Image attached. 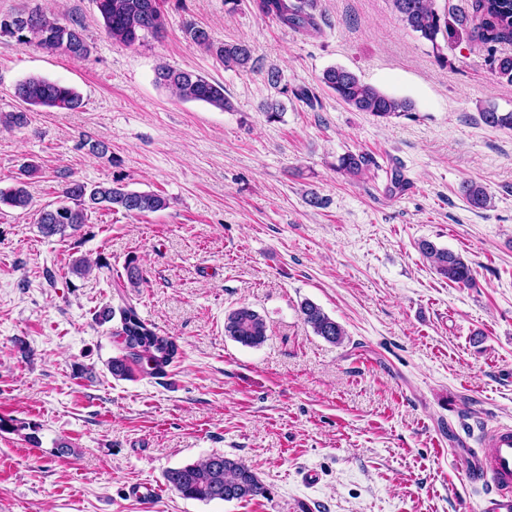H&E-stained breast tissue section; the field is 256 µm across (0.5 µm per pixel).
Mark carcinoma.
<instances>
[{
    "label": "carcinoma",
    "instance_id": "carcinoma-1",
    "mask_svg": "<svg viewBox=\"0 0 512 512\" xmlns=\"http://www.w3.org/2000/svg\"><path fill=\"white\" fill-rule=\"evenodd\" d=\"M104 22L105 34L116 41L133 45L142 37L163 36L166 19L165 0H94ZM254 7L264 17L297 32L318 33L320 24L313 13L314 0H253ZM393 6L403 26L429 42L439 58L448 42L465 34L478 48H493L497 44H512V0H475L476 15L456 10L439 13L435 0H393ZM190 39L199 47L216 56L224 67L245 69L253 61L254 49L244 42L216 43L203 28H187ZM35 45L49 52L63 51L61 44L68 43L66 55L84 59L90 46L81 23L73 20L61 23L58 18L38 5L24 6L0 14V44L10 40ZM494 72L499 79L512 83V55L494 60ZM156 82L169 89L182 101H196L217 109L231 108L224 94V85L198 73L161 65L156 70ZM320 83L337 99L358 112L388 120L408 114L412 105L405 99L389 96L362 82L353 72L343 67L326 69ZM15 96L31 107L56 108L76 111L82 106L80 94L71 86L42 77H29L15 87ZM484 123L492 128L512 130V112H499L489 106L482 110ZM373 158L364 153H347L340 157L338 169L349 176H359L370 170ZM39 166L28 162L22 165L20 177L14 186L0 189V206L27 208L31 198L26 179L35 175ZM461 193L475 209H485L490 202L486 188L474 181L461 184ZM63 201L52 209L41 212L39 228L43 235L74 236L87 224L88 213L97 208L110 211L122 210L129 214L156 212L168 206L166 198L156 193L136 192L114 182L110 185L88 186L71 180L61 189ZM418 248L433 269L449 282L468 286L473 281V271L458 254L439 248L423 240ZM106 264L101 260L79 258L72 263L71 273L86 276ZM303 321L313 332L330 343L344 340V328L311 301L301 303ZM119 317L116 335L121 338L124 354L112 358L110 370L115 377H125L130 372V362L145 365L147 373L162 375L180 355V347L172 336L159 334L156 327L142 319L132 304L114 312L107 311L105 318ZM225 335L247 347H259L268 338L264 318L255 310L241 306L232 311L224 323ZM166 484L185 499L210 503L213 501H241L266 494L267 489L252 469L240 460L222 454H212L205 459L168 469L164 474Z\"/></svg>",
    "mask_w": 512,
    "mask_h": 512
}]
</instances>
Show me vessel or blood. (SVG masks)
I'll list each match as a JSON object with an SVG mask.
<instances>
[{"label": "vessel or blood", "instance_id": "b4317fda", "mask_svg": "<svg viewBox=\"0 0 512 512\" xmlns=\"http://www.w3.org/2000/svg\"><path fill=\"white\" fill-rule=\"evenodd\" d=\"M464 479L484 485L489 496L483 512H512V426H493L479 447L470 449Z\"/></svg>", "mask_w": 512, "mask_h": 512}]
</instances>
